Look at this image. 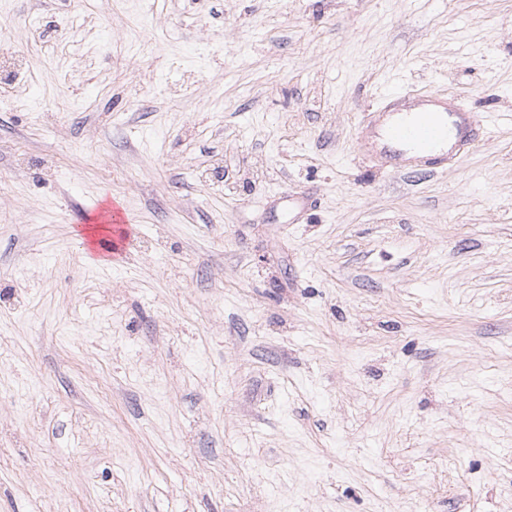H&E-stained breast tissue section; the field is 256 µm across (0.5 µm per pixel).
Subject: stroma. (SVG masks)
Wrapping results in <instances>:
<instances>
[{"instance_id":"35a3bbf8","label":"stroma","mask_w":512,"mask_h":512,"mask_svg":"<svg viewBox=\"0 0 512 512\" xmlns=\"http://www.w3.org/2000/svg\"><path fill=\"white\" fill-rule=\"evenodd\" d=\"M0 512H512V0H0ZM462 98L439 91L390 93L359 121L360 157L389 171H444L484 134L481 120ZM89 224H113L112 225V250L105 249L106 252L112 253V255L97 252L92 256V259L100 262H122L126 258V244L130 240L128 234L127 221L124 217L122 210L114 203L112 205L99 204L93 210L91 214V220ZM124 241V245L121 251H117L118 247Z\"/></svg>"}]
</instances>
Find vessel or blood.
Returning a JSON list of instances; mask_svg holds the SVG:
<instances>
[{
	"mask_svg": "<svg viewBox=\"0 0 512 512\" xmlns=\"http://www.w3.org/2000/svg\"><path fill=\"white\" fill-rule=\"evenodd\" d=\"M483 124L469 112L461 96L439 91L393 92L364 112L357 150L372 165L395 172L420 167L435 174L447 169L483 136ZM95 224L112 227L113 253H96L100 262H121L128 238L127 221L116 205H97Z\"/></svg>",
	"mask_w": 512,
	"mask_h": 512,
	"instance_id": "vessel-or-blood-1",
	"label": "vessel or blood"
}]
</instances>
